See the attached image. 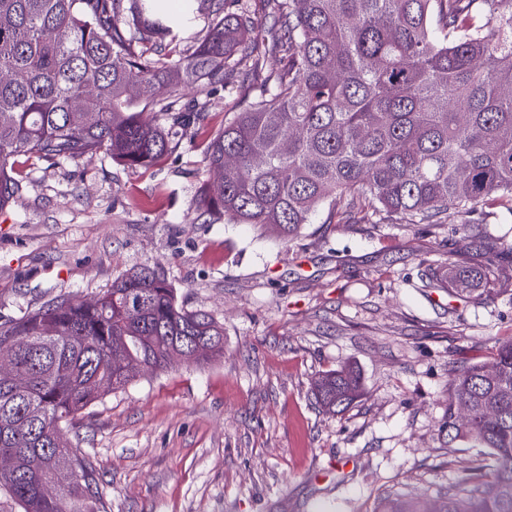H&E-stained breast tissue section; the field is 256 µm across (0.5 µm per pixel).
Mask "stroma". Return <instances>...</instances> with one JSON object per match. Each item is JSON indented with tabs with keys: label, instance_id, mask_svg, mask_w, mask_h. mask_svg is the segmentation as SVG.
<instances>
[{
	"label": "stroma",
	"instance_id": "35a3bbf8",
	"mask_svg": "<svg viewBox=\"0 0 512 512\" xmlns=\"http://www.w3.org/2000/svg\"><path fill=\"white\" fill-rule=\"evenodd\" d=\"M175 101L206 117L157 166L21 159L0 210V323L150 267L224 326L220 360L140 375L66 428L105 512H376L387 497L442 500L466 468L492 464L438 429L452 372L512 336V261L501 290L474 301L430 285L441 262L496 260L455 224L332 223L322 209L283 242L212 219L196 190L217 178L205 151L230 118L224 93ZM348 363L363 395L323 413L310 383Z\"/></svg>",
	"mask_w": 512,
	"mask_h": 512
}]
</instances>
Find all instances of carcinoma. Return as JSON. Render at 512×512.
<instances>
[{"instance_id": "carcinoma-1", "label": "carcinoma", "mask_w": 512, "mask_h": 512, "mask_svg": "<svg viewBox=\"0 0 512 512\" xmlns=\"http://www.w3.org/2000/svg\"><path fill=\"white\" fill-rule=\"evenodd\" d=\"M250 2L0 0V209L19 190L20 156L157 164L177 130L204 120L173 108L172 93L194 86L252 95L246 110L229 107L207 148L219 179L197 197L213 218L290 238L326 204L330 219L464 231L472 214H512V0H264L263 22ZM200 20L193 44L177 48ZM269 55L282 67L265 78ZM496 278L492 266L448 263L461 297L490 295ZM199 343L191 361L224 356V327L180 305L151 268L89 302L59 296L1 325L0 348L27 389L0 377V454L16 457L0 491L22 512H101L93 470L53 422L126 388L139 363L163 369ZM450 388L440 435L490 449L494 464L463 478L441 512H512V338L489 362L453 372ZM312 392L339 413L358 397L359 374L326 371ZM45 480L58 487L51 501L38 492ZM378 512L426 508L393 499Z\"/></svg>"}]
</instances>
